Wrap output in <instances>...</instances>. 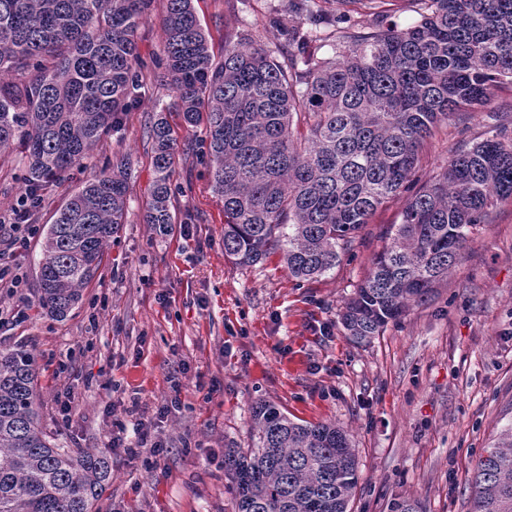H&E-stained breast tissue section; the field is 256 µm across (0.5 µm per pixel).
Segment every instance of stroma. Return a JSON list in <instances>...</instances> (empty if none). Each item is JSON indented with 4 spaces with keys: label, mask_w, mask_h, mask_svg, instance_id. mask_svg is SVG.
Listing matches in <instances>:
<instances>
[{
    "label": "stroma",
    "mask_w": 512,
    "mask_h": 512,
    "mask_svg": "<svg viewBox=\"0 0 512 512\" xmlns=\"http://www.w3.org/2000/svg\"><path fill=\"white\" fill-rule=\"evenodd\" d=\"M285 0H194L215 58L224 40L245 32L271 55L285 37L273 19ZM154 0L141 25L140 57L163 55ZM173 93L141 92L122 129L109 133L79 166L45 190L40 231L0 265L23 281L0 288V350L35 351L43 424L63 448L108 451L113 421L126 429L155 424L167 446L157 465L149 449L114 454L112 483L99 512H234L224 451L249 448L256 401L311 423L348 431L358 461L351 512H393L408 499L418 512H471L467 478L484 448L512 421V201L475 235L435 298L413 307L367 345L351 343L338 321L343 303L368 275L383 234L409 198L388 200L357 233L336 268L313 280L291 277L280 256L251 267L224 256V201L193 148L204 133L186 127ZM165 112L181 145L173 180L178 218L189 232L157 233L142 215L153 179L144 128ZM512 129V84L486 106L431 139L412 177L421 186L453 151ZM129 156L128 218L112 240L101 275L67 318L40 312L38 260L56 210L105 159ZM18 156L0 160V220L9 221L25 192ZM71 393L69 421L58 395ZM180 404L158 408L172 394Z\"/></svg>",
    "instance_id": "35a3bbf8"
}]
</instances>
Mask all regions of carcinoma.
Masks as SVG:
<instances>
[{
  "label": "carcinoma",
  "instance_id": "1",
  "mask_svg": "<svg viewBox=\"0 0 512 512\" xmlns=\"http://www.w3.org/2000/svg\"><path fill=\"white\" fill-rule=\"evenodd\" d=\"M400 27L386 0H287L276 58L245 37L214 60L193 0H167L153 81L185 124L205 126L207 170L224 200V257L279 254L311 280L334 269L356 233L408 188L430 139L512 82V0H414ZM152 0H0V156L17 150L32 219L48 182L119 129L144 87L136 46ZM330 41L335 58L318 55ZM154 177L143 223H177L178 143L164 113L147 126ZM130 157L103 163L56 211L41 244L38 307L65 318L126 223ZM512 200V135L500 130L448 157L392 225L340 324L369 344L426 302L472 236ZM34 354L0 351V512H95L112 461L59 447L41 426ZM252 447L224 452L236 512H350L357 464L346 431L252 409ZM472 512H512V422L469 478Z\"/></svg>",
  "mask_w": 512,
  "mask_h": 512
}]
</instances>
